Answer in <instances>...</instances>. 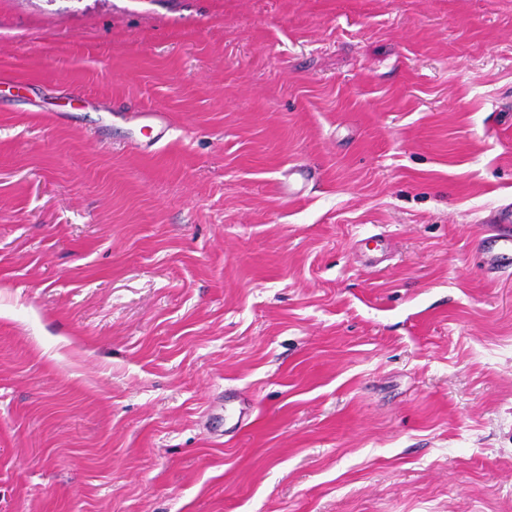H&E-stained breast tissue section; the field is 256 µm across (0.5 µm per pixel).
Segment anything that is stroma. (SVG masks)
<instances>
[{"label": "stroma", "mask_w": 512, "mask_h": 512, "mask_svg": "<svg viewBox=\"0 0 512 512\" xmlns=\"http://www.w3.org/2000/svg\"><path fill=\"white\" fill-rule=\"evenodd\" d=\"M508 205L512 0H0V512H512ZM483 250L492 268L509 270L512 267V234L498 232L486 237Z\"/></svg>", "instance_id": "obj_1"}]
</instances>
